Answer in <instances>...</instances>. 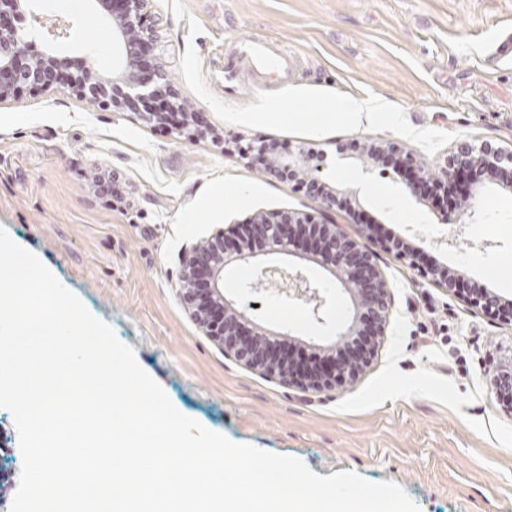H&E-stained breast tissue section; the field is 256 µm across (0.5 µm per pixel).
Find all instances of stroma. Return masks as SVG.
Instances as JSON below:
<instances>
[{
  "label": "stroma",
  "mask_w": 512,
  "mask_h": 512,
  "mask_svg": "<svg viewBox=\"0 0 512 512\" xmlns=\"http://www.w3.org/2000/svg\"><path fill=\"white\" fill-rule=\"evenodd\" d=\"M46 17L71 21L60 45L74 63L112 72L116 47L92 0H45ZM157 32L146 67L162 65L202 134L176 139L136 112H112L67 91L18 92L0 105V228L34 252L88 311L131 345L173 406L235 443L297 457L328 476L354 471L398 484L420 512H512V414L488 372L512 357V325L435 287L381 247L409 236L420 266L463 270L473 288L512 298L494 266L512 262V193L488 185L478 221L453 235L459 212L401 194L395 162L365 174L360 208L344 224L375 225L367 243L392 286L394 308L377 354L342 392L304 391L226 356L179 294L180 257L216 230L259 211L317 214L293 184L241 160L236 140L261 135L282 152L323 155L372 137L395 141L430 168L457 142L512 148V0H151ZM243 37L278 44L287 74L242 77L221 93L220 63ZM401 112L394 129L308 121L342 97ZM280 104L282 117L255 115ZM254 266L224 273V291L253 303L250 317L301 343L327 345L339 320H311L300 304L248 289Z\"/></svg>",
  "instance_id": "stroma-1"
}]
</instances>
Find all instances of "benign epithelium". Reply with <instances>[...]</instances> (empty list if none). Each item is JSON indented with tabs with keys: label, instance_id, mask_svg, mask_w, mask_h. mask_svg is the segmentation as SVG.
I'll return each instance as SVG.
<instances>
[{
	"label": "benign epithelium",
	"instance_id": "benign-epithelium-1",
	"mask_svg": "<svg viewBox=\"0 0 512 512\" xmlns=\"http://www.w3.org/2000/svg\"><path fill=\"white\" fill-rule=\"evenodd\" d=\"M149 0H95L119 53L111 75L95 74L87 63L75 67L71 60L54 49H30L29 32L16 25L23 15V0H0V105L15 98L26 88L34 93L69 90L81 100L106 109L123 110L148 106L163 91L170 111L146 112L152 121L167 120L171 133L194 139L191 128L194 113L185 109L179 94L168 82L165 69L158 65L144 71L145 53L156 42L154 29L144 25ZM355 158L364 171H371L386 158L400 164L403 193L418 203L432 196L448 202V189L461 192L459 211L477 223L475 202L486 182L512 192V150L490 140L475 145L456 144L441 176L435 177L421 163L394 142L364 138L355 144ZM239 154L254 165L264 161L265 174L291 181L297 189L316 199L321 219L307 213L276 212L255 214L246 224L217 231L185 251L180 258V296L192 319L224 355L244 366L278 378L285 384L304 390L328 392L343 390L361 377L372 361L375 348L385 336L394 296L392 286L380 270L375 253L365 246L374 225L361 224L356 234L348 232L336 218L339 198L358 203L356 192L341 189L325 181L312 152L303 148L283 155L275 144L258 136L239 147ZM382 247L419 271L429 283L449 293H457L483 312L512 324V299L485 288L473 292L465 288V274L459 269L436 263L422 270L418 266L420 247L400 237L385 240ZM301 252L302 259L319 264L336 279L352 305V315L329 345H312L321 355L339 352L340 357L317 365H306L297 355L282 348V342L295 343L293 336L276 335L259 325L246 328L250 317L244 306L224 295V268L235 261L260 254ZM254 291L272 292L290 304L302 303L319 323L330 297L321 284L308 278L304 267L261 266L249 283ZM490 388L495 400L512 413V360L500 361L492 370Z\"/></svg>",
	"mask_w": 512,
	"mask_h": 512
}]
</instances>
